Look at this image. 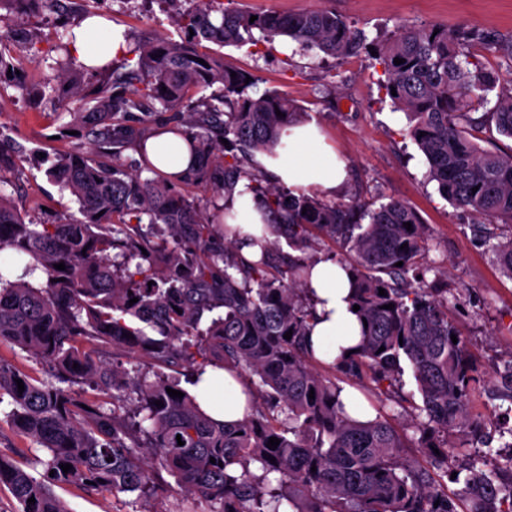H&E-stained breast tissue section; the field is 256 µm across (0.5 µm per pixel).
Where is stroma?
Returning <instances> with one entry per match:
<instances>
[{
	"instance_id": "35a3bbf8",
	"label": "stroma",
	"mask_w": 512,
	"mask_h": 512,
	"mask_svg": "<svg viewBox=\"0 0 512 512\" xmlns=\"http://www.w3.org/2000/svg\"><path fill=\"white\" fill-rule=\"evenodd\" d=\"M239 6L261 11L329 8L365 30L383 36L402 25L469 26L512 35V0H238ZM198 0H96L98 14L124 29L131 42L144 43L165 34L221 58L225 67L250 74L256 91L276 90L306 112L307 121L325 132L342 156L350 180L339 199L344 203L400 200L419 214L426 227L425 264L446 269L448 318L454 323L478 364L472 415L485 432L512 426L506 410L512 401L498 371L512 355V279L494 260L490 243L476 236L477 218L444 200L436 182L427 178L428 162L408 136L402 112L393 110L379 88L382 67L361 54L337 60L288 39L262 46L260 52L235 46L219 47L191 35L173 20L175 10L194 11ZM64 22L43 11L28 17L5 16L0 32L24 29L26 40L11 41L10 52L25 56L30 46L43 53L26 71L0 73V138L6 147L19 146L23 157L0 193L22 213L45 224L79 218V205L69 191L50 180L47 170L57 155L86 148L87 129H73L70 113L82 108L57 78L48 44L82 16L80 0H70ZM55 494L68 512H127L124 497H103L70 486Z\"/></svg>"
}]
</instances>
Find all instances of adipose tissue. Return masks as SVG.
Returning <instances> with one entry per match:
<instances>
[{"label": "adipose tissue", "mask_w": 512, "mask_h": 512, "mask_svg": "<svg viewBox=\"0 0 512 512\" xmlns=\"http://www.w3.org/2000/svg\"><path fill=\"white\" fill-rule=\"evenodd\" d=\"M76 34L74 49L86 66L106 64L128 50L123 29L107 28L98 17L83 20ZM146 146L154 150V162L164 172L177 173L189 164L183 136L160 129L148 139ZM251 164L273 182L321 197L339 195L347 179L345 161L326 143L320 128L312 122L285 128L274 151L256 154ZM229 208L227 225L249 234H268L254 196L245 185L236 187ZM308 289L315 304L308 341L315 360L330 366L355 349L360 339V323L351 301L350 274L334 258L317 259ZM195 396L201 408L215 420L235 423L244 417L245 388L228 370L207 368L195 388Z\"/></svg>", "instance_id": "adipose-tissue-1"}]
</instances>
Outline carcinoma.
<instances>
[{
    "mask_svg": "<svg viewBox=\"0 0 512 512\" xmlns=\"http://www.w3.org/2000/svg\"><path fill=\"white\" fill-rule=\"evenodd\" d=\"M234 2L203 0L186 25L220 47L288 37L335 58L373 47L383 67L379 87L408 117L429 178L444 199L481 218L482 236L498 240L496 262L512 278V236L500 240L501 228L512 230V149L480 145L512 139V81L471 52L479 44L512 68V35L402 25L370 41L332 10L253 11ZM71 45L59 41L48 52L58 54L59 78L81 95L69 74ZM127 55L133 66L89 94L90 111L70 113L74 125L90 126L91 146L48 171L75 196L82 218L28 220L0 193V251L24 263L18 279L0 276V346L43 362L50 376L36 380L0 357V403L9 399L19 436L46 449L33 462L42 467L39 478L0 456V485L21 512H67L53 491L62 484L125 494L132 512H170L161 507L170 492L158 481L161 471L186 498L210 502L211 512H512V442L499 465L490 466V447L457 463L463 487L451 497L429 467L407 457L406 436L389 420L345 413L340 388L314 369L306 347L312 258L277 246L283 239L302 252L323 235L345 245L367 321L358 353L337 370L378 403L401 390V363L411 365L417 410L426 416L419 447L430 467L448 469V433L481 432L469 421L477 369L448 321V283L437 270L431 282L423 279L430 268L421 264L427 237L417 213L398 200L376 208L327 201L246 169L250 152L277 143L303 119L292 100L273 90L250 95L254 82L245 73L233 77L220 60L166 36ZM207 87L209 96L196 97ZM480 108L483 115L473 117ZM153 125L191 135L195 163L186 172L172 177L152 163L146 138ZM129 148L139 149L132 170L121 164ZM243 178L274 234L252 239L260 249L252 262L190 192L204 187L228 200ZM59 263L65 269L54 268ZM115 347L141 354L146 369L130 377L103 361ZM209 366L232 368L254 385L258 401L243 421H214L187 391L169 396V388L182 390L179 381L156 371L177 368L195 385ZM271 437L280 440L272 449ZM66 463L72 469L64 472Z\"/></svg>",
    "mask_w": 512,
    "mask_h": 512,
    "instance_id": "cac0c4a2",
    "label": "carcinoma"
}]
</instances>
